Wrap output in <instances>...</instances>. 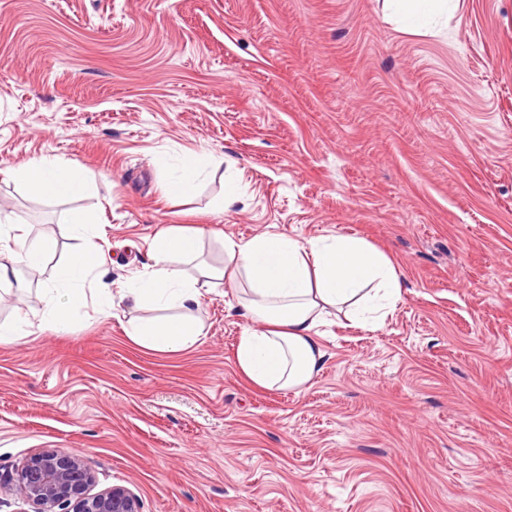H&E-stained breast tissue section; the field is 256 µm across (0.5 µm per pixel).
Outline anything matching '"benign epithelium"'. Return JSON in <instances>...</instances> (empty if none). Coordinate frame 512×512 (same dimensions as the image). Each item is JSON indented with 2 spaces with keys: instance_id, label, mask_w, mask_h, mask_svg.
Returning a JSON list of instances; mask_svg holds the SVG:
<instances>
[{
  "instance_id": "obj_1",
  "label": "benign epithelium",
  "mask_w": 512,
  "mask_h": 512,
  "mask_svg": "<svg viewBox=\"0 0 512 512\" xmlns=\"http://www.w3.org/2000/svg\"><path fill=\"white\" fill-rule=\"evenodd\" d=\"M95 483V473L80 454L50 449L0 473V495L13 497L31 512H140L129 489L114 486L94 493Z\"/></svg>"
}]
</instances>
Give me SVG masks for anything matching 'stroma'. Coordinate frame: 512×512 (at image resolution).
I'll return each mask as SVG.
<instances>
[{"mask_svg": "<svg viewBox=\"0 0 512 512\" xmlns=\"http://www.w3.org/2000/svg\"><path fill=\"white\" fill-rule=\"evenodd\" d=\"M44 155L89 190L10 177ZM186 155L209 168L166 197L157 160ZM74 210L95 302L58 336L28 298L77 248ZM0 221L57 242L0 285L21 332L0 344V472L73 449L142 512H512V0H450L418 33L390 0H0ZM181 227L201 232L191 272L223 267L228 237L356 235L402 298L376 328L323 327L301 391L260 389L227 283L190 351L125 332L120 288Z\"/></svg>", "mask_w": 512, "mask_h": 512, "instance_id": "35a3bbf8", "label": "stroma"}]
</instances>
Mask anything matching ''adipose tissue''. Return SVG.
I'll list each match as a JSON object with an SVG mask.
<instances>
[{
  "label": "adipose tissue",
  "mask_w": 512,
  "mask_h": 512,
  "mask_svg": "<svg viewBox=\"0 0 512 512\" xmlns=\"http://www.w3.org/2000/svg\"><path fill=\"white\" fill-rule=\"evenodd\" d=\"M36 195L76 194L87 189L82 173L56 157L29 161L13 171ZM90 218L81 211L69 217L74 237L83 244L57 269L53 287L36 297L33 312L41 327L71 332L87 295L84 284L97 266L96 247L85 239ZM11 226L0 227V278L15 265L40 268L55 249L44 235L15 250ZM198 231L170 230L150 245L149 274L129 280L120 292L137 307L154 309L151 317L130 322L126 333L137 346L171 354L192 349L204 334L194 310L205 282L227 280L242 293L241 306L252 325L244 329L236 363L255 386L300 391L320 371L325 351L317 340L320 327L339 312L352 326H378L402 296L403 281L394 260L358 236H321L301 242L274 233L247 241L225 239L224 268L191 275L186 261L198 255Z\"/></svg>",
  "instance_id": "ef3b65f1"
}]
</instances>
